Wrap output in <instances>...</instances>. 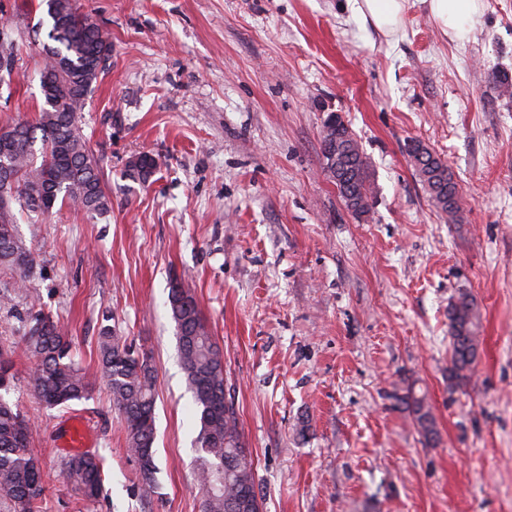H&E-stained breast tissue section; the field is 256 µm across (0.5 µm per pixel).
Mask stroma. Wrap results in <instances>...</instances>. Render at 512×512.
I'll list each match as a JSON object with an SVG mask.
<instances>
[{
  "instance_id": "obj_1",
  "label": "stroma",
  "mask_w": 512,
  "mask_h": 512,
  "mask_svg": "<svg viewBox=\"0 0 512 512\" xmlns=\"http://www.w3.org/2000/svg\"><path fill=\"white\" fill-rule=\"evenodd\" d=\"M112 35L81 114L109 212L21 218L37 257L0 307V346L22 341L29 297L63 324L91 383L67 409L39 405L17 360L7 395L34 418L43 512H200L199 422L176 348L171 281L194 294L224 354L227 396L266 512H512V0H482L466 40L426 0L391 35L348 0H78ZM37 0H0L17 45L0 126L35 120L43 57ZM342 116L366 153L374 209L356 218L321 165L323 121ZM420 141L459 183L456 220L407 154ZM152 153L150 183L124 175ZM480 316L471 384L448 389V302ZM151 353L160 492L144 495L121 415L97 372L102 326ZM424 393L437 438L405 405ZM80 421L104 461L85 503L62 477V431ZM397 399L409 409L414 426L424 443H433L437 437L436 422L426 395L417 393L413 387H409L403 395L397 396Z\"/></svg>"
}]
</instances>
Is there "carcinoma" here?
I'll return each instance as SVG.
<instances>
[{
	"mask_svg": "<svg viewBox=\"0 0 512 512\" xmlns=\"http://www.w3.org/2000/svg\"><path fill=\"white\" fill-rule=\"evenodd\" d=\"M47 41L40 69L43 104L36 122L18 119L0 132V183H8V199L0 201V267L16 275L14 287L27 288L36 264L18 236L17 213L45 215L69 203L90 216L110 208L102 182L101 160L82 134L81 112L112 56V38L76 6V0H41ZM15 44L7 24L0 25V80L11 75ZM41 144V160L35 145ZM324 170L339 197L355 216L372 210L369 161L339 114L323 123ZM408 156L433 205L453 218L461 196L448 165L427 145L413 141ZM149 152L131 157L126 176L149 181L157 169ZM169 307L176 324L178 353L193 393L200 424L196 480L201 512H263L255 484L254 461L245 448L233 405H224V355L204 323L198 303L185 287L170 286ZM479 311L466 292L448 304L450 334L448 383L453 390L468 385L480 357ZM23 356L30 362L29 385L49 409L68 407L89 397L91 383L71 357L67 331L31 299L23 325ZM98 372L120 413L126 450L134 458L136 478L144 492L157 488L155 439L156 370L148 353L133 348L109 325L98 337ZM15 377L14 361L0 348V391ZM407 406L424 443L437 437L427 397L412 387L398 397ZM32 422L0 394V499L11 512H41L42 467L30 448ZM64 478L83 499L94 502L103 492V459L83 452L68 459Z\"/></svg>",
	"mask_w": 512,
	"mask_h": 512,
	"instance_id": "obj_1",
	"label": "carcinoma"
}]
</instances>
